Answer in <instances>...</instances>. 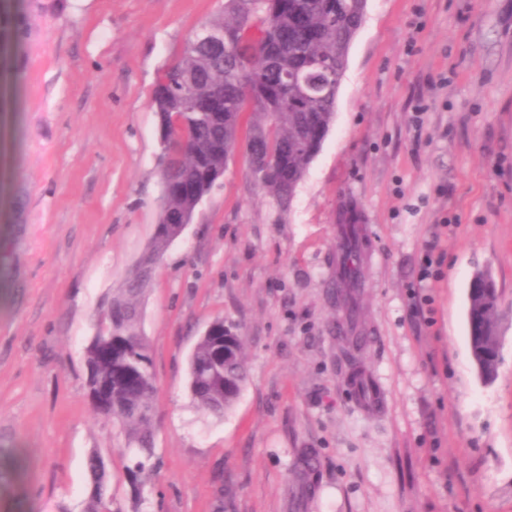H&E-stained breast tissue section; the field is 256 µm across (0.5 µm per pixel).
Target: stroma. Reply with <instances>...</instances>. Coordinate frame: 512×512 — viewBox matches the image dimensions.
Here are the masks:
<instances>
[{
	"label": "stroma",
	"instance_id": "1",
	"mask_svg": "<svg viewBox=\"0 0 512 512\" xmlns=\"http://www.w3.org/2000/svg\"><path fill=\"white\" fill-rule=\"evenodd\" d=\"M223 15L224 0L0 6L15 90L0 128V512H81L94 452L121 512H512V0H367L288 207L232 154L138 300L154 467L128 480L84 351L158 222V78ZM348 207L350 307L336 299ZM479 270L501 294L488 384L468 342ZM217 320L248 371L220 418L189 389Z\"/></svg>",
	"mask_w": 512,
	"mask_h": 512
}]
</instances>
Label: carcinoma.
I'll list each match as a JSON object with an SVG mask.
<instances>
[{
  "mask_svg": "<svg viewBox=\"0 0 512 512\" xmlns=\"http://www.w3.org/2000/svg\"><path fill=\"white\" fill-rule=\"evenodd\" d=\"M367 0H226L224 18L213 27L224 31L233 48L213 51L192 40L183 55L159 78L154 101L167 114L161 147L159 223L178 209L193 215L223 174L240 140H245L251 176L284 205L319 152L335 116L336 97L350 45L362 26ZM312 91H295V75ZM150 272L137 262L133 278L112 299V357H101L94 343L85 360L86 390L112 389L107 423L122 426L128 444L127 476L138 479L152 468V413L156 382L148 344L136 330L137 300ZM497 290L476 289L469 296L468 339L489 372L496 371L491 336L497 327ZM231 345L224 367L205 379L190 373L197 405L216 416L239 398L246 370L242 342L224 329ZM217 344L199 339L190 366L213 367ZM89 489L82 512H112L110 475L103 457L87 461Z\"/></svg>",
  "mask_w": 512,
  "mask_h": 512,
  "instance_id": "carcinoma-1",
  "label": "carcinoma"
}]
</instances>
